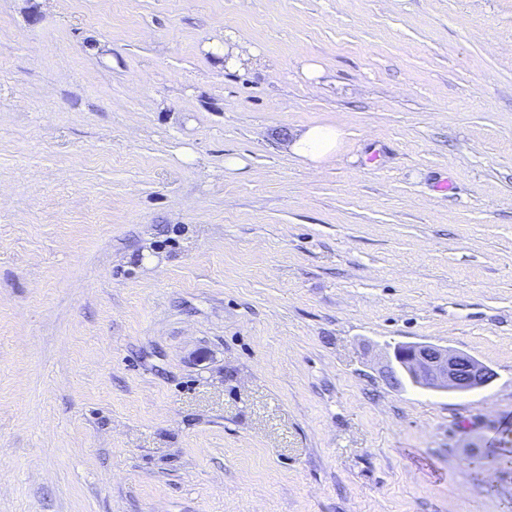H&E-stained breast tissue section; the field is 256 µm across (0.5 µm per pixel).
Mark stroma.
Returning <instances> with one entry per match:
<instances>
[{
  "label": "stroma",
  "instance_id": "1",
  "mask_svg": "<svg viewBox=\"0 0 512 512\" xmlns=\"http://www.w3.org/2000/svg\"><path fill=\"white\" fill-rule=\"evenodd\" d=\"M510 457L512 0H0V512H512ZM341 133L333 126L315 125L300 133L290 144L291 151L311 162L319 163L336 151ZM399 346L393 358L427 390L464 392L483 388L486 365L470 354L442 345L421 342Z\"/></svg>",
  "mask_w": 512,
  "mask_h": 512
}]
</instances>
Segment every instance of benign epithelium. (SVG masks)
Masks as SVG:
<instances>
[{"instance_id":"benign-epithelium-1","label":"benign epithelium","mask_w":512,"mask_h":512,"mask_svg":"<svg viewBox=\"0 0 512 512\" xmlns=\"http://www.w3.org/2000/svg\"><path fill=\"white\" fill-rule=\"evenodd\" d=\"M393 358L423 389L466 392L486 385L485 364L464 351L421 342L394 350Z\"/></svg>"}]
</instances>
